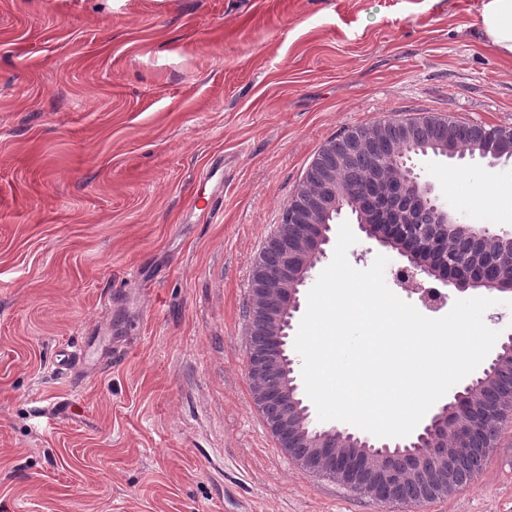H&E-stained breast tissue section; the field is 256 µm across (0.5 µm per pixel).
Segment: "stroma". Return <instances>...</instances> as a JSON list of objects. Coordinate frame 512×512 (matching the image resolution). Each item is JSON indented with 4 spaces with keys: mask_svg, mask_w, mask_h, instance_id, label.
<instances>
[{
    "mask_svg": "<svg viewBox=\"0 0 512 512\" xmlns=\"http://www.w3.org/2000/svg\"><path fill=\"white\" fill-rule=\"evenodd\" d=\"M480 6L0 0V512H512V422L461 492L380 505L281 452L246 371L253 261L327 140L512 127ZM415 163L512 230L485 181L512 163ZM356 238L393 284L404 258Z\"/></svg>",
    "mask_w": 512,
    "mask_h": 512,
    "instance_id": "35a3bbf8",
    "label": "stroma"
}]
</instances>
